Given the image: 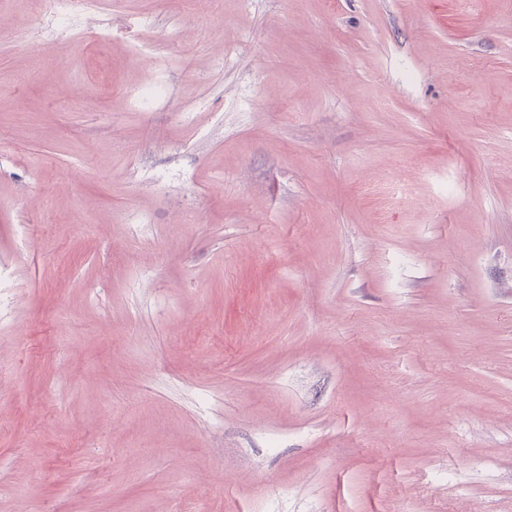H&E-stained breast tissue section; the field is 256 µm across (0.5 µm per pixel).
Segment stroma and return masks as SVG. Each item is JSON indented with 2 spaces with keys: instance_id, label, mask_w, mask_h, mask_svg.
I'll return each mask as SVG.
<instances>
[{
  "instance_id": "35a3bbf8",
  "label": "stroma",
  "mask_w": 512,
  "mask_h": 512,
  "mask_svg": "<svg viewBox=\"0 0 512 512\" xmlns=\"http://www.w3.org/2000/svg\"><path fill=\"white\" fill-rule=\"evenodd\" d=\"M28 9L0 512H512V0ZM31 2L28 26L38 37H41L48 22L63 27L88 13L89 1L87 0H31Z\"/></svg>"
}]
</instances>
